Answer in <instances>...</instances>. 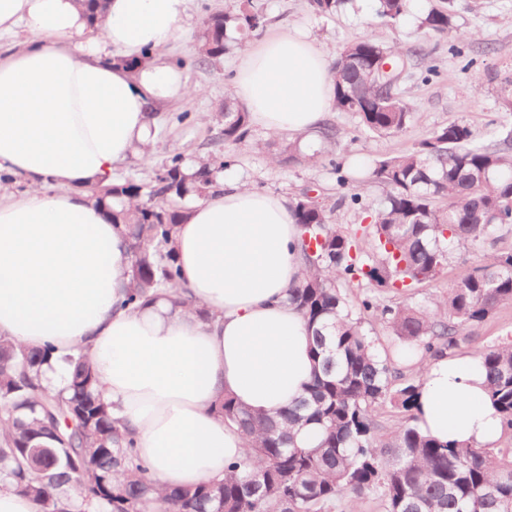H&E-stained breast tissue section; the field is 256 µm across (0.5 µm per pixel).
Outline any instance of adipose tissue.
I'll list each match as a JSON object with an SVG mask.
<instances>
[{"label": "adipose tissue", "mask_w": 512, "mask_h": 512, "mask_svg": "<svg viewBox=\"0 0 512 512\" xmlns=\"http://www.w3.org/2000/svg\"><path fill=\"white\" fill-rule=\"evenodd\" d=\"M189 2L107 0L99 24L79 0H0V173L27 184L0 195V335L53 347L50 386L63 357L85 348L163 490L222 480L240 457L245 440L212 411L217 400L273 415L303 397L313 371L312 334L287 302L302 265L282 197L228 183L193 200L176 231L190 307L121 306L126 229L87 188L112 184L153 141V110L189 95L163 58L188 32ZM233 95L256 124L304 137L334 108L331 64L304 29L280 27L241 49ZM415 415L444 442L490 448L501 435L472 357L429 361Z\"/></svg>", "instance_id": "1"}]
</instances>
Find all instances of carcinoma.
<instances>
[{
  "label": "carcinoma",
  "instance_id": "1",
  "mask_svg": "<svg viewBox=\"0 0 512 512\" xmlns=\"http://www.w3.org/2000/svg\"><path fill=\"white\" fill-rule=\"evenodd\" d=\"M456 0H438L419 27L443 37L454 27ZM349 0H307L308 9L332 17ZM408 0H379L377 15L398 23ZM255 0H237L208 15L196 35L199 58L214 60L262 28ZM414 51L401 52L366 37L344 45L333 63L334 107L351 112L371 135L403 132L413 118L396 92L412 72ZM392 67L381 74L380 64ZM224 153L192 161L170 155L148 182L118 181L92 198L128 230L131 284L124 305L142 307L165 292L174 307L190 301L177 291L174 236L185 202L221 186L231 151L251 137L250 113L224 102L216 113ZM503 146H481L468 127L435 129L407 152L374 162L371 176L386 187L371 222L343 229L336 210L361 204L358 193L329 204L303 191L290 201L300 229L303 278L288 302L314 334L315 370L305 396L275 417L255 416L229 396L214 412L238 426L247 441L224 479L194 489L160 491L134 440L121 432L101 398L93 364L82 351L64 359L63 388L49 392L40 376L52 348L30 349L0 335V482L39 504L40 512H336L341 504L376 496L383 512H512V445L473 448L442 443L414 425L417 384L398 388L392 365L349 303L345 288H361L363 312L377 311L401 340L400 359L451 352L464 330L512 305V249L488 247L512 235V132ZM308 161L300 143L277 140L271 162ZM195 165L187 176L184 168ZM475 257L471 272L448 284L435 308L403 302L380 306L375 292L410 295L444 275L453 253ZM486 388L512 441V343L476 351ZM390 402L401 417L383 427L375 407ZM313 425L317 445L297 444Z\"/></svg>",
  "mask_w": 512,
  "mask_h": 512
}]
</instances>
